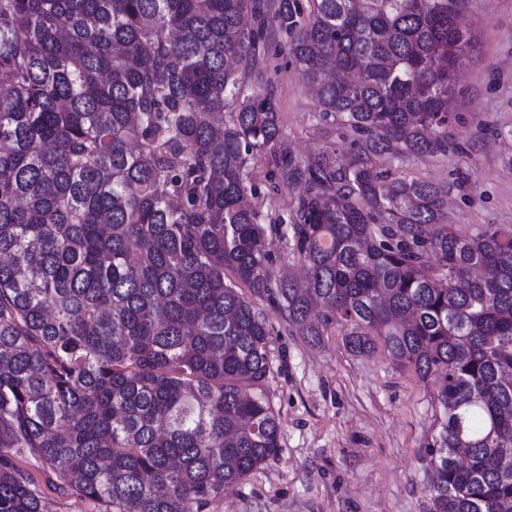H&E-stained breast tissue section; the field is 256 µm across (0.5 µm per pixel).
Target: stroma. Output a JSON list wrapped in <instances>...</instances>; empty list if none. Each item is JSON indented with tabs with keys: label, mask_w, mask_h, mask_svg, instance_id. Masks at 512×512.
<instances>
[{
	"label": "stroma",
	"mask_w": 512,
	"mask_h": 512,
	"mask_svg": "<svg viewBox=\"0 0 512 512\" xmlns=\"http://www.w3.org/2000/svg\"><path fill=\"white\" fill-rule=\"evenodd\" d=\"M466 16L474 39L449 102L448 154L410 160L403 171L446 187L448 223L471 235L512 221V0H467ZM250 82L269 89L284 147L299 158L323 150L317 101L277 45L258 57ZM255 180L287 215L298 191L272 160H256ZM249 299L271 330L265 393L280 419V448L210 512H430L434 388L383 354H351L337 330L318 344L292 335L275 292Z\"/></svg>",
	"instance_id": "1"
}]
</instances>
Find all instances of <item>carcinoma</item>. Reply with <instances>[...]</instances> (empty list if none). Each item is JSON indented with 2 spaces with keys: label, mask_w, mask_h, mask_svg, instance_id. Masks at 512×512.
<instances>
[{
  "label": "carcinoma",
  "mask_w": 512,
  "mask_h": 512,
  "mask_svg": "<svg viewBox=\"0 0 512 512\" xmlns=\"http://www.w3.org/2000/svg\"><path fill=\"white\" fill-rule=\"evenodd\" d=\"M465 4L0 0V512H44L24 456L96 512H209L275 455L241 284L435 387L431 512H512V230L459 234L400 172L448 153ZM276 34L341 138L305 160L247 80ZM267 154L302 188L286 219ZM255 180L261 197L270 203L277 214H288L291 202L297 196V186H289L278 179L275 165L271 158H258L255 162ZM270 244V252L272 258V269L275 271L277 276H285L288 278V274H295L297 267H288V248L287 243L284 239L272 234L267 236Z\"/></svg>",
  "instance_id": "1"
}]
</instances>
